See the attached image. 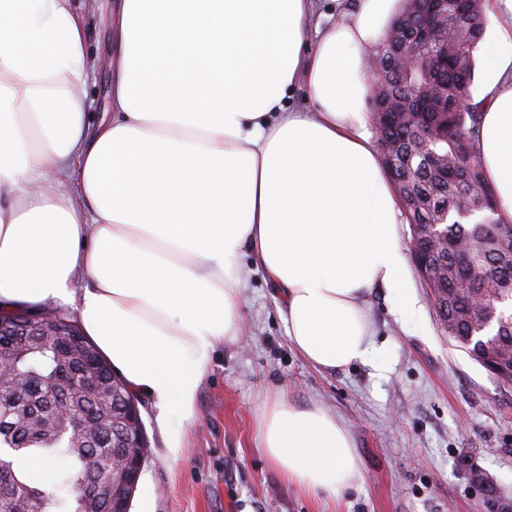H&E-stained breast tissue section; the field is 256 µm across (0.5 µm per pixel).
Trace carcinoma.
<instances>
[{
	"instance_id": "1",
	"label": "carcinoma",
	"mask_w": 512,
	"mask_h": 512,
	"mask_svg": "<svg viewBox=\"0 0 512 512\" xmlns=\"http://www.w3.org/2000/svg\"><path fill=\"white\" fill-rule=\"evenodd\" d=\"M470 24L432 36L419 48L417 0H404L368 72L376 83L369 118L383 163L412 229L468 211L476 221L448 224V244L416 241L417 259L434 274L438 320L456 347L479 365L491 361L512 385V319L485 351L468 341L487 303L512 301V240L476 154L482 106L472 101L474 52L484 34L483 0H465ZM481 259L470 264L465 253ZM0 360L21 380L0 392V512H112L96 479L126 456L119 406L135 395L65 308L0 315ZM62 457L66 467L48 491L21 466L28 456Z\"/></svg>"
}]
</instances>
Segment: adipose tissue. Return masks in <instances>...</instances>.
Wrapping results in <instances>:
<instances>
[{"instance_id": "obj_1", "label": "adipose tissue", "mask_w": 512, "mask_h": 512, "mask_svg": "<svg viewBox=\"0 0 512 512\" xmlns=\"http://www.w3.org/2000/svg\"><path fill=\"white\" fill-rule=\"evenodd\" d=\"M105 118L79 0H0V314L72 306L168 450L216 347L234 341L253 266L295 349L328 372L374 360L366 301L413 316L401 206L367 131L363 54L401 0H108ZM495 38L476 151L512 224V0ZM304 85V105L292 103ZM260 445L286 482L333 497L361 468L347 428L281 402Z\"/></svg>"}]
</instances>
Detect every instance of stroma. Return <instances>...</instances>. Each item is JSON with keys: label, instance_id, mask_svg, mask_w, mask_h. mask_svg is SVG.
Segmentation results:
<instances>
[{"label": "stroma", "instance_id": "stroma-1", "mask_svg": "<svg viewBox=\"0 0 512 512\" xmlns=\"http://www.w3.org/2000/svg\"><path fill=\"white\" fill-rule=\"evenodd\" d=\"M239 265L242 332L216 349L179 456L140 399L149 460L131 512H497L491 484L512 498V386L451 345L417 273L413 319L394 314L385 289L369 297L385 362L330 373L293 347L264 273ZM282 399L347 427L361 477L336 499L292 488L259 449V422Z\"/></svg>", "mask_w": 512, "mask_h": 512}]
</instances>
